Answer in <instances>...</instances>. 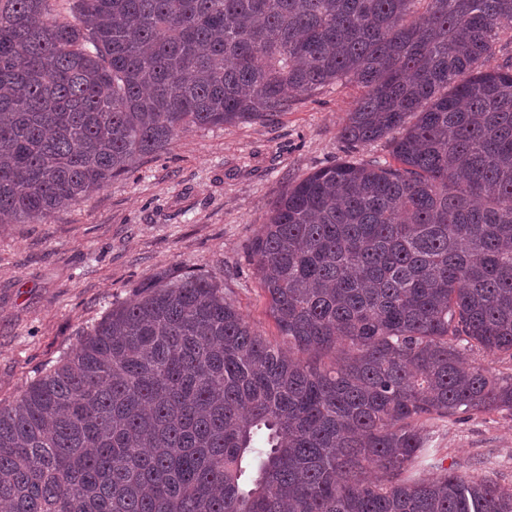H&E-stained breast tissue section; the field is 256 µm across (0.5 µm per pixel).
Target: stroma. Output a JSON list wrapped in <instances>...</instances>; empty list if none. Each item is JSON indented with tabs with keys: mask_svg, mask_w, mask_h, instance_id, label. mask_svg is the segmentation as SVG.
<instances>
[{
	"mask_svg": "<svg viewBox=\"0 0 512 512\" xmlns=\"http://www.w3.org/2000/svg\"><path fill=\"white\" fill-rule=\"evenodd\" d=\"M357 95L351 84L329 87L272 123L179 134L167 152L45 223L0 224V403L160 274L215 277L246 321L279 341L252 243L288 184L349 158L339 131ZM426 430L444 467L512 485L511 414Z\"/></svg>",
	"mask_w": 512,
	"mask_h": 512,
	"instance_id": "35a3bbf8",
	"label": "stroma"
}]
</instances>
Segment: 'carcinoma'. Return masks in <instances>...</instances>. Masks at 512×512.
Segmentation results:
<instances>
[{
    "mask_svg": "<svg viewBox=\"0 0 512 512\" xmlns=\"http://www.w3.org/2000/svg\"><path fill=\"white\" fill-rule=\"evenodd\" d=\"M0 0V223L40 224L182 131L361 89L391 137L288 185L252 253L269 341L162 277L0 405L9 512H512L425 424L512 412V0ZM468 358L493 374L500 376L512 374V361L500 356L489 354L483 350H475L468 355Z\"/></svg>",
    "mask_w": 512,
    "mask_h": 512,
    "instance_id": "obj_1",
    "label": "carcinoma"
}]
</instances>
